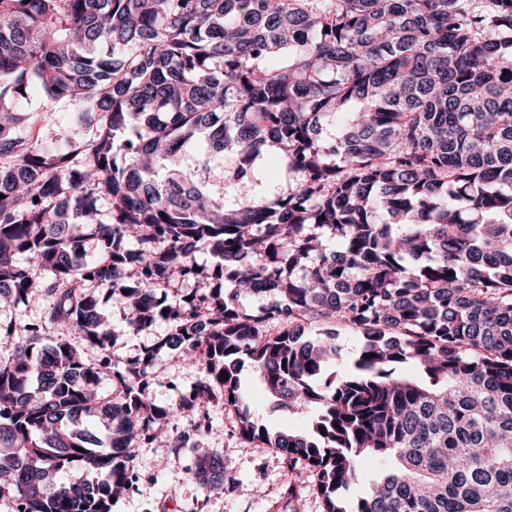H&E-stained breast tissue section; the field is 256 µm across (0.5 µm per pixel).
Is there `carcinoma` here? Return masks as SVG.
<instances>
[{
	"mask_svg": "<svg viewBox=\"0 0 512 512\" xmlns=\"http://www.w3.org/2000/svg\"><path fill=\"white\" fill-rule=\"evenodd\" d=\"M34 85L65 134L23 133ZM269 157L279 192L225 197ZM103 295L169 329L113 364ZM4 299L44 314L0 320V512H112L129 445H196L219 401L324 512H512V0H0ZM173 353L202 376L159 406ZM247 367L311 434L259 423ZM194 474L224 487L217 454ZM49 107H52V111L55 112V123L58 131H64L68 124L69 111L71 108L67 102L50 103L43 90L38 86H34L29 90L27 100H24L22 103V111L29 113L28 117L30 120L28 123L34 122V120L38 118L39 113ZM336 345L338 348L336 368L341 370L353 363L360 347V339L352 333L340 330V335L336 338ZM389 462L379 458H366L360 467L361 477L359 481L351 485L347 495L351 499L363 496L369 489L370 481L381 470L386 469Z\"/></svg>",
	"mask_w": 512,
	"mask_h": 512,
	"instance_id": "obj_1",
	"label": "carcinoma"
}]
</instances>
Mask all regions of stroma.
Segmentation results:
<instances>
[{
	"instance_id": "stroma-1",
	"label": "stroma",
	"mask_w": 512,
	"mask_h": 512,
	"mask_svg": "<svg viewBox=\"0 0 512 512\" xmlns=\"http://www.w3.org/2000/svg\"><path fill=\"white\" fill-rule=\"evenodd\" d=\"M103 312L114 333L112 360L120 364L148 344L147 336L133 334L115 301ZM198 368L173 359L159 360L152 371L151 396L157 404L176 402L181 391L198 379ZM243 386L255 417L269 428L305 433L316 414L315 406L300 412L275 407L261 380L244 371ZM212 436L198 447L175 450L167 440L134 449V463L141 476L136 491L124 495L112 512H323V503L309 483L293 479L288 463L275 448L244 442L238 434L234 407L214 403L209 407ZM218 452L224 462L223 490L203 488L193 474V460Z\"/></svg>"
}]
</instances>
